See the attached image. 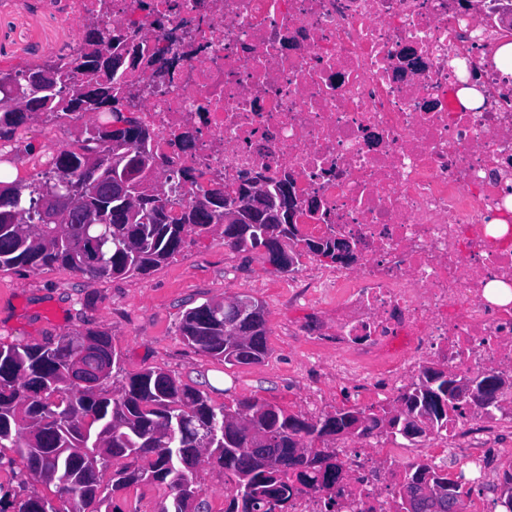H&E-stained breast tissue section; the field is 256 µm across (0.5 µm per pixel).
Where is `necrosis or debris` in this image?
I'll use <instances>...</instances> for the list:
<instances>
[{
  "label": "necrosis or debris",
  "mask_w": 512,
  "mask_h": 512,
  "mask_svg": "<svg viewBox=\"0 0 512 512\" xmlns=\"http://www.w3.org/2000/svg\"><path fill=\"white\" fill-rule=\"evenodd\" d=\"M38 2L61 25L168 47L170 79L131 75L160 177L289 178L302 234L353 242L355 265L293 283L332 319L300 331L310 383L333 375L397 408L428 367L512 381V77L485 41L504 0L476 16L460 0ZM465 88L483 105L461 107ZM510 415L512 388L417 440L337 443L340 494L295 493L287 512H392L404 470L448 454L491 474Z\"/></svg>",
  "instance_id": "4bbe7bcc"
}]
</instances>
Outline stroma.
<instances>
[{
  "label": "stroma",
  "mask_w": 512,
  "mask_h": 512,
  "mask_svg": "<svg viewBox=\"0 0 512 512\" xmlns=\"http://www.w3.org/2000/svg\"><path fill=\"white\" fill-rule=\"evenodd\" d=\"M82 29L60 28L28 0H0V69L47 60L79 42ZM290 273L263 251H235L219 235L197 239L182 255L146 275L91 282L62 268L0 271V342H37L89 328L108 331L124 375L159 368L207 392L214 404L260 397L308 418L356 405L342 385L309 388L301 374L306 349L297 334L310 313L295 300ZM247 295L265 307L269 354L230 367L188 346L184 313L225 296Z\"/></svg>",
  "instance_id": "obj_1"
}]
</instances>
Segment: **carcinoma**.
<instances>
[{
	"label": "carcinoma",
	"instance_id": "cac0c4a2",
	"mask_svg": "<svg viewBox=\"0 0 512 512\" xmlns=\"http://www.w3.org/2000/svg\"><path fill=\"white\" fill-rule=\"evenodd\" d=\"M140 49L130 50L124 36L93 24L79 46L53 60L56 76L48 91L28 92L27 103L58 120L70 112L106 107L107 120L117 104L135 108L125 80L128 63H137ZM100 72L104 79H88L71 89L76 74ZM27 116L0 112V141L13 137ZM122 140L115 152L98 143ZM149 129L138 123L125 131L105 124L84 129L85 153L63 150L47 171L23 190L0 194V270L20 266L64 268L89 281L146 275L182 254L194 238L215 233L224 245L239 251L267 247L269 261L289 271L288 240L295 225L224 223L228 198L218 191L180 204L176 197L194 190L192 169L150 188L153 162ZM129 178L135 199L110 188L114 171ZM266 185V195L281 216L288 212L282 186ZM73 192L72 220L45 224L39 208L46 192ZM92 249L94 264H83L84 250ZM254 317L237 320L224 300H211L188 309L180 336L197 351L226 365H251L268 355L264 305L255 300ZM91 336L112 345L103 330L88 329L46 338L37 343H0V449L10 448L22 469L0 480V512H46L52 500L29 483L54 488V495L76 504V512H125L116 500L139 484L166 488L169 502L159 512H210L203 500L195 505L187 491L203 492L197 469L217 466L230 477L224 512L285 510L295 491L334 490L343 481L328 438L354 423L353 438L380 430L405 439L422 433L406 421L412 416L431 428L448 420V401L463 389L448 387V372L425 371L424 380L410 385L401 400V415L381 408H341L313 420L287 412L266 400H237L214 405L207 393L182 383L161 369H146L118 378L121 355L112 350V380L97 388L69 381V363L77 337ZM421 512H448V493L424 500Z\"/></svg>",
	"mask_w": 512,
	"mask_h": 512
}]
</instances>
